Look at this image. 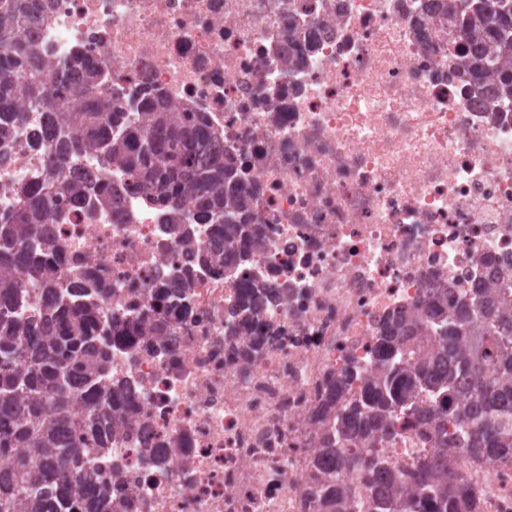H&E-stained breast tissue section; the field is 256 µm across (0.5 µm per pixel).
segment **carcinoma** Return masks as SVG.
<instances>
[{
    "mask_svg": "<svg viewBox=\"0 0 512 512\" xmlns=\"http://www.w3.org/2000/svg\"><path fill=\"white\" fill-rule=\"evenodd\" d=\"M439 14L461 32L452 56L462 76L480 89L492 81L496 96L512 105V0H444ZM29 24L23 0H0V138L26 124L16 107L21 95L54 142L44 184L17 188L12 210L0 216V512H112V488L91 495L87 484L127 404L107 378L112 346L138 342L142 328L131 317L100 335L86 289L56 278L58 261L41 225L60 199L82 197L65 166L96 155L171 210L173 223L215 225L220 244L199 254L212 272L232 276L226 254L246 263L260 241L245 224L236 162L215 150L208 131L157 90L127 106L96 92L99 75L81 54L63 66L76 106L60 110L46 91L47 65L27 36ZM183 197L192 203L186 214ZM18 263L28 264V279L6 274ZM157 301L151 332L164 336L173 306L163 290ZM377 349L378 366L359 398H345L348 378L336 382V436L321 449L328 462L313 492L320 512H480L455 460L461 453L484 463L512 458V294L480 285L434 288L419 309L382 322ZM448 410L456 446L417 456L401 477L389 475L379 444L392 419L413 417L438 439ZM344 471L359 474L366 488L341 485Z\"/></svg>",
    "mask_w": 512,
    "mask_h": 512,
    "instance_id": "carcinoma-1",
    "label": "carcinoma"
}]
</instances>
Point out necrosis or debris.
<instances>
[{
    "label": "necrosis or debris",
    "mask_w": 512,
    "mask_h": 512,
    "mask_svg": "<svg viewBox=\"0 0 512 512\" xmlns=\"http://www.w3.org/2000/svg\"><path fill=\"white\" fill-rule=\"evenodd\" d=\"M440 2L28 0L47 87L78 52L118 102L157 89L187 107L234 157L265 243L235 277L212 273L197 253L213 225L173 230L96 157L67 168L83 196L45 227L58 278L88 289L107 334L150 319L157 289L179 310L159 345L112 350L132 411L95 464L114 512H317L333 388L350 373L361 394L379 322L433 288L512 284V107L454 68ZM28 128L0 141V215L46 174L49 140ZM245 283L263 295L249 322ZM394 426L380 445L394 473L437 452ZM456 465L481 512H512V459Z\"/></svg>",
    "instance_id": "4bbe7bcc"
}]
</instances>
